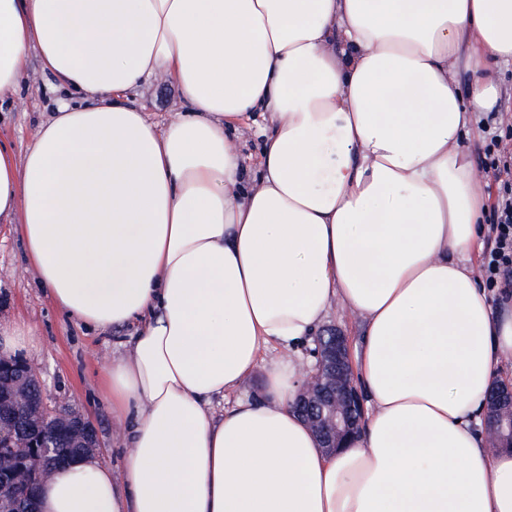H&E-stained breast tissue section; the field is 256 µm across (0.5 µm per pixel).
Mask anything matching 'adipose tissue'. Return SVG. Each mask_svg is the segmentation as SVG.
I'll use <instances>...</instances> for the list:
<instances>
[{
    "label": "adipose tissue",
    "instance_id": "obj_1",
    "mask_svg": "<svg viewBox=\"0 0 512 512\" xmlns=\"http://www.w3.org/2000/svg\"><path fill=\"white\" fill-rule=\"evenodd\" d=\"M33 55L64 96L24 151L0 140V223L62 313L135 328L101 382L122 466L58 468L40 512H512V448L479 430L512 295L467 264L462 145L512 0H0V99ZM158 79L186 105L163 124L127 99ZM255 114L249 186L228 132ZM335 306L370 410L330 454L293 352Z\"/></svg>",
    "mask_w": 512,
    "mask_h": 512
}]
</instances>
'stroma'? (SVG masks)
I'll list each match as a JSON object with an SVG mask.
<instances>
[{
	"instance_id": "1",
	"label": "stroma",
	"mask_w": 512,
	"mask_h": 512,
	"mask_svg": "<svg viewBox=\"0 0 512 512\" xmlns=\"http://www.w3.org/2000/svg\"><path fill=\"white\" fill-rule=\"evenodd\" d=\"M26 71L28 86L21 90L20 101L0 102V136L10 139L19 150L31 141L58 96L53 77L40 69L37 60H29ZM136 102L152 121L160 124L183 109L180 90L168 82H153L139 91ZM229 136L245 160L246 179H253L259 173L264 142L261 118L256 116L238 124ZM3 321L34 326L21 358L40 380L48 404H69L87 418L100 443L98 458L111 468H119L124 444L112 410L101 395L100 380L112 357L122 353V344L133 335V327L102 332L61 313L41 288L27 263L21 240L7 224H0V322Z\"/></svg>"
}]
</instances>
